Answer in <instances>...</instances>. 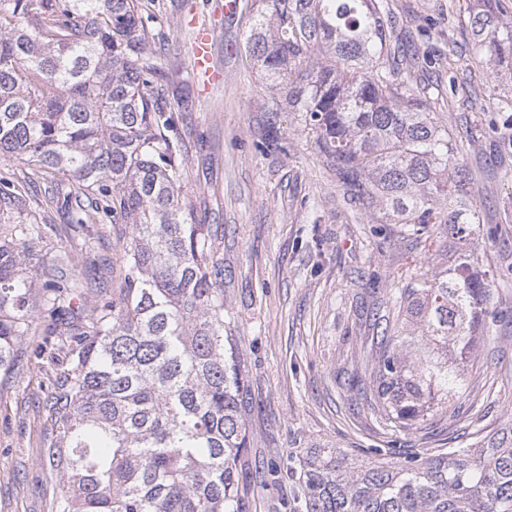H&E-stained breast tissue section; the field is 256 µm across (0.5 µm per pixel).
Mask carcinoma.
Here are the masks:
<instances>
[{
	"mask_svg": "<svg viewBox=\"0 0 512 512\" xmlns=\"http://www.w3.org/2000/svg\"><path fill=\"white\" fill-rule=\"evenodd\" d=\"M458 23L492 74L512 75V0H469ZM384 0H254L245 51L271 111L299 112L349 200L398 224L424 251L378 329L360 398L399 432L424 429L462 395L479 335L499 322L496 278L461 157L468 127L441 123L416 73L431 64L390 47ZM138 0H0V162L32 166L60 209L86 193L130 225L125 274L89 319L49 281L31 244L32 180H0V370L37 307L70 316L50 393L47 459L57 512H242L247 370L224 302L219 227L196 218L182 185L178 115L158 105L166 75ZM487 110L512 122V95ZM294 474L305 512H512V424L475 448L364 462L314 448Z\"/></svg>",
	"mask_w": 512,
	"mask_h": 512,
	"instance_id": "1",
	"label": "carcinoma"
}]
</instances>
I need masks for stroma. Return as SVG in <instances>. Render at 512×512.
<instances>
[{
	"label": "stroma",
	"instance_id": "35a3bbf8",
	"mask_svg": "<svg viewBox=\"0 0 512 512\" xmlns=\"http://www.w3.org/2000/svg\"><path fill=\"white\" fill-rule=\"evenodd\" d=\"M225 0H139L152 20L157 65L169 73L159 95L177 111L185 152L183 185L196 213L224 227V298L248 370V450L241 461L242 512H298L290 469L306 448H336L372 461L394 450L426 457L471 445L512 420V277L499 280L494 301L504 321L477 344V369L459 399L460 411L433 434L397 432L376 419L349 388L363 372L373 333L368 315L386 312L410 244L399 232L382 236L349 201L300 113L275 112L265 81L241 45L248 13ZM398 19L414 16L413 38L434 58L423 78L431 95H447L449 79L484 92H512V76L491 75L467 32L448 13V0H390ZM211 34L220 82L204 86L191 67L199 29ZM464 51L449 55V43ZM443 122L465 121L478 143L463 158L486 224L512 240V128L494 125L484 104L454 97ZM50 222L34 250L52 281L78 289L84 313L111 300L124 274L122 246L130 228L98 214L76 224L49 208ZM48 314L0 373V512H56L60 478L45 449L51 438L47 397L60 375L51 361L61 345L48 335ZM275 469L267 485L255 470Z\"/></svg>",
	"mask_w": 512,
	"mask_h": 512
}]
</instances>
